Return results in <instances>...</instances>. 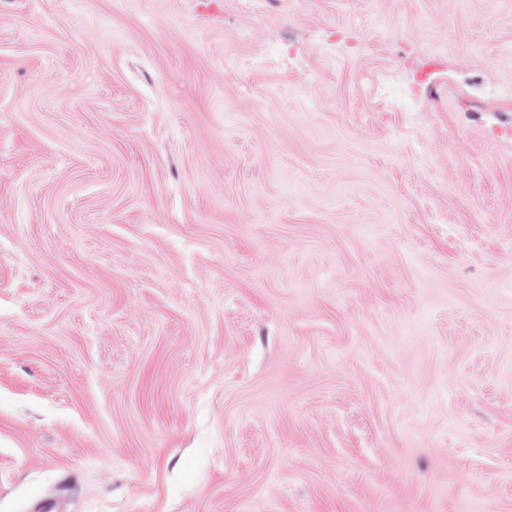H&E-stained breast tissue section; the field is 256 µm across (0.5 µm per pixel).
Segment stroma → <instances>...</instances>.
<instances>
[{"instance_id": "35a3bbf8", "label": "stroma", "mask_w": 512, "mask_h": 512, "mask_svg": "<svg viewBox=\"0 0 512 512\" xmlns=\"http://www.w3.org/2000/svg\"><path fill=\"white\" fill-rule=\"evenodd\" d=\"M493 85L512 0H0V512H512Z\"/></svg>"}]
</instances>
